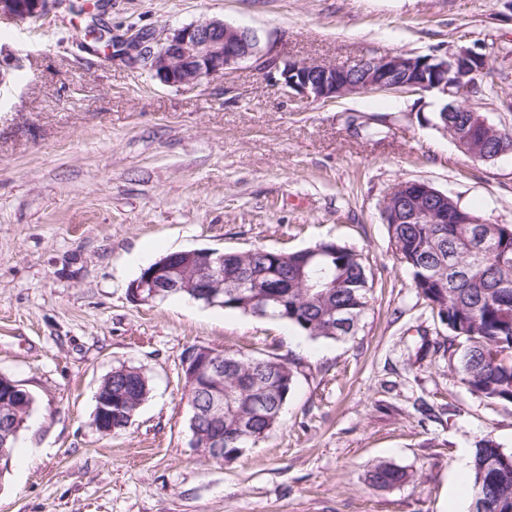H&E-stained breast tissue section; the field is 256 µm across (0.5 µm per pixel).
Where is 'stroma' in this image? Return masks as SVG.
Returning a JSON list of instances; mask_svg holds the SVG:
<instances>
[{
    "label": "stroma",
    "instance_id": "35a3bbf8",
    "mask_svg": "<svg viewBox=\"0 0 512 512\" xmlns=\"http://www.w3.org/2000/svg\"><path fill=\"white\" fill-rule=\"evenodd\" d=\"M208 19L336 67L481 47L494 90L475 107L512 128V0H111L101 22L122 34ZM15 57L21 69L8 68ZM443 104L433 92L314 102L247 62L171 87L89 50L67 7L1 21L0 374L35 404L0 460V512H469L456 465L483 438L512 451V403L462 382L461 348L380 215L394 184L419 180L512 224V154L471 161L435 125ZM354 116L383 133L353 134ZM325 240L361 252L371 274L372 307L347 339L127 294L170 252ZM192 345L302 361L282 422L229 462L188 446ZM121 364L142 367L152 391L127 429L104 436L95 395ZM381 460L413 481L369 488Z\"/></svg>",
    "mask_w": 512,
    "mask_h": 512
}]
</instances>
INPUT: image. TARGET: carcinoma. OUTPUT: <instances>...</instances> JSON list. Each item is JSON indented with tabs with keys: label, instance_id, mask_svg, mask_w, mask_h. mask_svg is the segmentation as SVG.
Instances as JSON below:
<instances>
[{
	"label": "carcinoma",
	"instance_id": "carcinoma-1",
	"mask_svg": "<svg viewBox=\"0 0 512 512\" xmlns=\"http://www.w3.org/2000/svg\"><path fill=\"white\" fill-rule=\"evenodd\" d=\"M479 112L436 113L450 138L476 127ZM487 153L512 148V129L494 123L484 128ZM459 201L448 197L444 224L415 221L387 225L396 258L408 270L418 294L448 327V346L464 343L458 373L471 391L491 402L512 403V224H455ZM224 287L216 296L196 298L190 289L174 296L207 307L255 315L250 302L268 300L271 317L313 339L339 340L355 335L371 306V285L362 254L336 242L298 251L254 248L224 252ZM240 290L246 297L237 298ZM299 362L283 355H247L224 350V414L210 413L215 390L200 381L188 396L201 433L198 448L209 460L230 461L267 437L281 422ZM112 390V429H126L129 414L147 400L150 379L142 368L119 365L102 380ZM21 421H6L0 405V457L14 449ZM471 478L473 499L486 494V512H512V453L489 439L475 448ZM368 485L391 489L413 475L380 461L366 476Z\"/></svg>",
	"mask_w": 512,
	"mask_h": 512
}]
</instances>
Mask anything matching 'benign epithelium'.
Masks as SVG:
<instances>
[{"mask_svg":"<svg viewBox=\"0 0 512 512\" xmlns=\"http://www.w3.org/2000/svg\"><path fill=\"white\" fill-rule=\"evenodd\" d=\"M56 0H0V20L25 21L48 13ZM112 57L132 68L149 69L168 86L199 83L242 62L251 63L266 78L313 101L372 92L419 94L436 91L447 98L445 112L455 111L456 99L479 89V79L488 67L487 55L476 48L455 52L414 55L387 54L361 60L351 71L334 66L294 61L261 45L257 32L222 20H205L177 29L128 30L112 40ZM448 197L420 182L408 183L406 197L391 212H383L384 223L413 221L429 212L446 217ZM224 269V251L183 250L156 260L150 270L130 285L128 295L140 304H151L181 288L213 287L212 275ZM224 349L195 345L182 360V380L218 381ZM30 392L19 382H9L4 396L6 414L19 417L28 409ZM93 425L102 434L112 433V393L99 392Z\"/></svg>","mask_w":512,"mask_h":512,"instance_id":"benign-epithelium-1","label":"benign epithelium"}]
</instances>
